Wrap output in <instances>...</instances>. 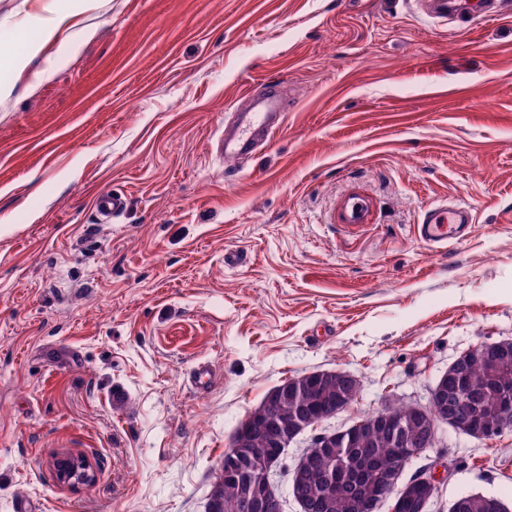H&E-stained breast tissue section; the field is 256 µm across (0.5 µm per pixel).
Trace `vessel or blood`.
Masks as SVG:
<instances>
[{
	"label": "vessel or blood",
	"instance_id": "1",
	"mask_svg": "<svg viewBox=\"0 0 512 512\" xmlns=\"http://www.w3.org/2000/svg\"><path fill=\"white\" fill-rule=\"evenodd\" d=\"M420 7L427 17L440 21L463 10L460 0H420ZM248 97L251 101L249 111L238 113L235 133L222 141L225 158L241 160L254 154L269 143L279 125L283 110L279 86L268 85L250 91ZM126 205V197L115 192L102 193L95 200L98 214L106 221L124 211ZM472 222L473 215L467 204L436 205L425 210L416 234L427 245L441 248L464 239Z\"/></svg>",
	"mask_w": 512,
	"mask_h": 512
}]
</instances>
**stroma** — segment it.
Instances as JSON below:
<instances>
[{
    "label": "stroma",
    "mask_w": 512,
    "mask_h": 512,
    "mask_svg": "<svg viewBox=\"0 0 512 512\" xmlns=\"http://www.w3.org/2000/svg\"><path fill=\"white\" fill-rule=\"evenodd\" d=\"M71 24L72 57L0 67V512H208L233 434L284 380L360 382L288 467L512 340V0L459 23L412 0H105ZM266 82L290 96L279 129L220 159ZM113 190L127 207L105 222ZM458 201L470 234L422 242L425 209ZM61 452L97 481L57 483ZM443 462L429 512H512V431L442 427L401 479ZM127 205L126 197L121 193L105 192L97 196L95 208L105 221H110L114 215H118Z\"/></svg>",
    "instance_id": "stroma-1"
}]
</instances>
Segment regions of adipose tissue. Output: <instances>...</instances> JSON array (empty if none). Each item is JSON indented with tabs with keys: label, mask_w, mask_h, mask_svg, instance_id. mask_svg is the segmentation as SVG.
I'll list each match as a JSON object with an SVG mask.
<instances>
[{
	"label": "adipose tissue",
	"mask_w": 512,
	"mask_h": 512,
	"mask_svg": "<svg viewBox=\"0 0 512 512\" xmlns=\"http://www.w3.org/2000/svg\"><path fill=\"white\" fill-rule=\"evenodd\" d=\"M93 6L94 0H48L41 14L21 21V48L11 58V66L18 70L24 69L27 55L39 51L46 44H68L70 20Z\"/></svg>",
	"instance_id": "obj_1"
}]
</instances>
